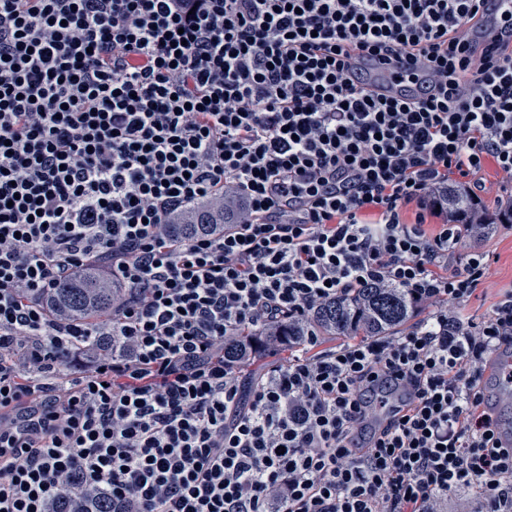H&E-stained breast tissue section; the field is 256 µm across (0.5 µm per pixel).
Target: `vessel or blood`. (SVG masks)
I'll list each match as a JSON object with an SVG mask.
<instances>
[{
  "mask_svg": "<svg viewBox=\"0 0 512 512\" xmlns=\"http://www.w3.org/2000/svg\"><path fill=\"white\" fill-rule=\"evenodd\" d=\"M481 34H467L469 51L479 53L491 46L512 44V0H495L493 10L482 19ZM363 88L383 98H396L416 103L422 90L423 79L429 78L430 68L425 57L380 56L365 57L361 62ZM500 369L485 374L482 388L486 401L499 413L498 431L503 446H512V422L503 413L512 407V350L497 354Z\"/></svg>",
  "mask_w": 512,
  "mask_h": 512,
  "instance_id": "vessel-or-blood-1",
  "label": "vessel or blood"
}]
</instances>
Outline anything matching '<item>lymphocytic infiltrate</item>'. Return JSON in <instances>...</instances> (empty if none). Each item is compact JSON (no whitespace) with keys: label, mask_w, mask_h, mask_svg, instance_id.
I'll return each mask as SVG.
<instances>
[{"label":"lymphocytic infiltrate","mask_w":512,"mask_h":512,"mask_svg":"<svg viewBox=\"0 0 512 512\" xmlns=\"http://www.w3.org/2000/svg\"><path fill=\"white\" fill-rule=\"evenodd\" d=\"M488 2L0 0V512H512L480 386L512 289L464 317L491 226L447 208L451 173L512 180V53L460 48ZM419 49L418 104L349 75ZM196 208L223 223L177 232ZM90 266L110 315L45 306ZM371 286L426 317L308 357Z\"/></svg>","instance_id":"1"}]
</instances>
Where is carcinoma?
Returning a JSON list of instances; mask_svg holds the SVG:
<instances>
[{"label":"carcinoma","mask_w":512,"mask_h":512,"mask_svg":"<svg viewBox=\"0 0 512 512\" xmlns=\"http://www.w3.org/2000/svg\"><path fill=\"white\" fill-rule=\"evenodd\" d=\"M97 296L98 307L112 312V283L106 282L95 267L78 271L73 277L52 289L46 300L50 307L64 306L69 316H84V294ZM359 297L369 307L370 315L357 323L353 320L355 305L351 301H338L321 316L326 336H390L402 331L414 318L416 305L410 296L399 290L362 288Z\"/></svg>","instance_id":"carcinoma-1"}]
</instances>
